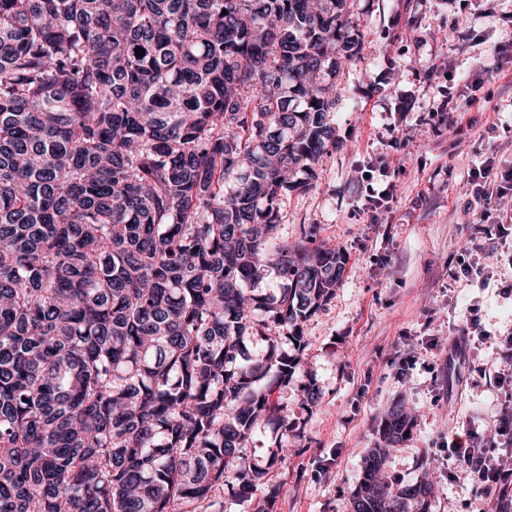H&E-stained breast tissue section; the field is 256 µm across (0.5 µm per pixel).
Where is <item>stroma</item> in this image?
<instances>
[{
	"mask_svg": "<svg viewBox=\"0 0 512 512\" xmlns=\"http://www.w3.org/2000/svg\"><path fill=\"white\" fill-rule=\"evenodd\" d=\"M364 34L360 59L337 83L336 149L309 187L288 198L280 235L320 237L349 257L334 297L305 325L301 367L279 402L288 419L286 464L269 468L240 502L238 468L204 512H348L362 463L388 408L416 419L393 448L397 484L428 479L432 512H497L477 500L446 443L459 425L489 435L512 406L484 377L512 337V234L482 247L478 228L495 211L468 202L473 171L512 168V0H350ZM487 68L486 78L476 76ZM465 108L449 123L440 103ZM391 187L388 207L366 206L367 175ZM478 321L484 340H463ZM320 398L305 406L303 389Z\"/></svg>",
	"mask_w": 512,
	"mask_h": 512,
	"instance_id": "1",
	"label": "stroma"
}]
</instances>
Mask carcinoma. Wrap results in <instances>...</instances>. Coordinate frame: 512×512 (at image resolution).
Returning a JSON list of instances; mask_svg holds the SVG:
<instances>
[{
  "instance_id": "cac0c4a2",
  "label": "carcinoma",
  "mask_w": 512,
  "mask_h": 512,
  "mask_svg": "<svg viewBox=\"0 0 512 512\" xmlns=\"http://www.w3.org/2000/svg\"><path fill=\"white\" fill-rule=\"evenodd\" d=\"M361 50L349 0H0V512H196L287 460L243 449L288 434L348 256L279 227ZM412 428L390 406L350 512H431L384 478ZM278 443L277 433L263 424L258 425L253 432L249 448L244 449L245 462L264 464L276 450Z\"/></svg>"
}]
</instances>
